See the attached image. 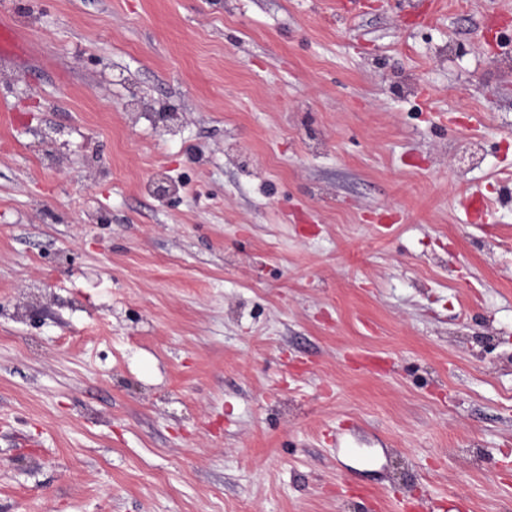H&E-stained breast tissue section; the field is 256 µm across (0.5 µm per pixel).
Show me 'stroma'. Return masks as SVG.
I'll list each match as a JSON object with an SVG mask.
<instances>
[{
  "label": "stroma",
  "mask_w": 512,
  "mask_h": 512,
  "mask_svg": "<svg viewBox=\"0 0 512 512\" xmlns=\"http://www.w3.org/2000/svg\"><path fill=\"white\" fill-rule=\"evenodd\" d=\"M336 3L0 0V512H512V0Z\"/></svg>",
  "instance_id": "35a3bbf8"
}]
</instances>
